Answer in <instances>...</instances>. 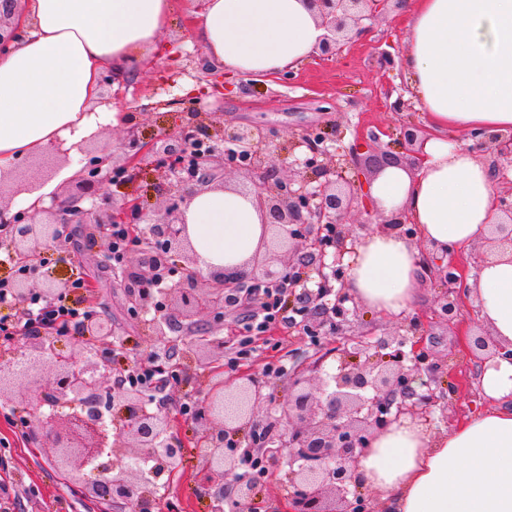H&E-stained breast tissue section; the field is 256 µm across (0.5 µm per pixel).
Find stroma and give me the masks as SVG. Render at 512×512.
I'll return each instance as SVG.
<instances>
[{"label":"stroma","instance_id":"stroma-1","mask_svg":"<svg viewBox=\"0 0 512 512\" xmlns=\"http://www.w3.org/2000/svg\"><path fill=\"white\" fill-rule=\"evenodd\" d=\"M201 0H176L169 27L161 35L158 51L133 67L132 75L119 87H112L111 75H104L102 95L108 97L113 109L121 112L124 121L106 130L102 141L112 143L113 166H121L123 153L119 146L127 134H135L147 142L164 133H174L181 120L200 109L207 120L228 126L258 125L274 130L285 142L298 134L314 130L324 132L336 147L350 148L357 133L378 136L381 144L401 150L399 131L408 123L420 124L424 115L398 64L407 37L402 7L369 21L367 35L344 47L331 58H310L294 71L260 81L238 79L228 82L221 64L210 61L191 33L193 13L199 12ZM404 100L403 109H396V100ZM71 159L47 151L30 156L12 173L10 182L0 188V205L11 208L17 204V188L43 182L49 170L71 166ZM164 167L162 159L146 156L139 175L115 180L108 187V201L121 206L131 192H138L145 211L162 209L165 205L155 184L156 174ZM441 287L433 280H424L420 295L410 310L389 318L368 309L361 302L351 303L348 314L340 318L338 327L320 328L311 335L302 326L278 325L254 336L252 351L241 362L242 368L254 369L268 382L277 399L288 397V378L294 372L309 369L321 362L323 370L334 372L338 365L337 348L345 337L376 343L383 336L409 335L410 325L417 318L431 315L438 307ZM68 303L91 309L112 319L115 346L112 371L125 374L146 367L150 352L149 326L145 317L128 307L121 288L104 292L75 291L66 296ZM462 328L436 325L426 346L446 361L442 383L459 378L474 379L476 367L463 347L464 330L480 326L473 304H465ZM244 311L231 307L224 312V323L230 331L224 336L227 349L237 345L243 332ZM225 353L209 354L213 370L183 363L164 388L153 397L173 415L174 432L183 446V459L178 467L158 466L152 481L159 500L154 512H239L232 494L216 502L200 480L198 456L202 427L198 420L178 413L183 402L195 401L205 394L213 376L234 377ZM487 403L477 388L468 392L446 393L445 407L436 411L432 434L438 435L465 418L483 412ZM42 407L18 402L0 406V481L6 482L8 499L0 506L9 512H99L96 505L85 501L64 480L54 466L48 442H36L21 434L19 421L42 415ZM268 479L257 482V506L261 512H281L288 496L287 467L269 464Z\"/></svg>","mask_w":512,"mask_h":512}]
</instances>
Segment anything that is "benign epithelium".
<instances>
[{
    "label": "benign epithelium",
    "instance_id": "benign-epithelium-1",
    "mask_svg": "<svg viewBox=\"0 0 512 512\" xmlns=\"http://www.w3.org/2000/svg\"><path fill=\"white\" fill-rule=\"evenodd\" d=\"M401 0H308L327 34L319 44L323 56L336 54L354 37L362 35V21L389 11ZM24 0H0V46L19 37L12 24ZM410 157L375 145V140L358 138L350 151L342 154L324 146L322 133H303L286 143L274 142L271 131L261 126L206 125L184 123L172 134L142 142L131 134L125 142L126 165L113 170L119 176L137 169L142 157L152 155L174 160L180 168L162 171L156 187L169 192L203 190L224 185V174L231 167L252 177L238 192L250 196L262 212L264 223L273 233L272 247L256 253L243 267L204 271L182 218L180 205L166 207L150 229L148 246L136 262L122 270L119 286L135 307L154 311L152 336L155 349L149 355L153 366L166 369L171 361L173 336L182 321L210 318L214 329L224 327V309L243 298V291L282 288L294 270L315 274L317 289L306 288L299 297L305 320L324 322L330 315L346 312L353 297L331 280L343 270L345 255L355 249L356 240L346 225L353 203L367 211L375 208L369 192L359 195L345 188L350 169L364 177L359 186L370 184L385 168L419 166L425 141L423 130L406 124L400 133ZM484 141L498 146L499 156L512 160V134H488ZM306 149L304 157L297 152ZM112 159L106 147L83 170L90 196L106 192L110 176L103 165ZM287 160L290 173H278L277 162ZM85 196H70L63 206L29 212L21 210L8 221L0 210V223L11 226V258L26 263L43 250L61 247L93 225L89 236L100 239L96 257L106 261L112 254L109 229L114 224L132 223L142 213V202L133 196L114 209L105 202L85 210ZM502 221L492 226L494 249L512 252V203L501 199ZM45 214L46 219L37 215ZM410 223L403 211L384 216L382 229L399 230ZM426 273L443 288L436 319L447 326L461 317L466 300L464 269L455 257L444 260L423 252ZM182 277L174 282L172 277ZM71 280L53 272L38 279L28 274L12 280L15 305L25 308L33 298L52 303L65 297ZM414 334L382 339L376 349L380 358L363 357L365 348L344 347L336 372L318 379H294L288 401L278 415L262 425L260 410L272 403L264 386L250 372L238 374L232 386L209 388L201 401L203 424L202 460L204 484L215 488L221 501L224 487L236 502L253 503L255 484L238 473L245 458L265 462L283 460L288 464V512H381L375 499L361 493L362 480L356 464L372 448L374 440L405 417L428 424L445 396L438 382L442 361L434 358L423 339L432 335L431 323L413 324ZM76 335L94 338L101 345L92 360L66 354L54 343L41 340L16 350L17 357L30 365L26 378L16 375L12 365H0V403L21 399L37 405L53 403L72 412L59 417H40L41 431L54 437V461L67 481L91 501L109 503L122 512H153L155 497L141 475L121 463L124 458L146 453L150 458L171 464L182 454L181 443L172 435L171 416L146 408V395L134 383L112 379V319L93 315L81 323ZM483 364L496 356L512 357L492 336L478 334L470 350ZM50 374V386L35 395L28 392L31 382ZM106 398L114 429L100 424V399Z\"/></svg>",
    "mask_w": 512,
    "mask_h": 512
}]
</instances>
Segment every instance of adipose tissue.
<instances>
[{
  "label": "adipose tissue",
  "mask_w": 512,
  "mask_h": 512,
  "mask_svg": "<svg viewBox=\"0 0 512 512\" xmlns=\"http://www.w3.org/2000/svg\"><path fill=\"white\" fill-rule=\"evenodd\" d=\"M173 0H27L22 37L0 48V172L118 125L93 111L105 71L115 78L155 52ZM226 74L267 78L308 60L324 34L306 0H204L195 26ZM399 64L431 136L417 172L389 167L369 185L385 212L406 210L439 252L482 241L500 211L486 163L448 143L449 132L512 131V0H414ZM204 268L243 265L263 219L231 188L189 194L182 208ZM421 255L398 233L363 239L349 270L357 299L386 316L419 296ZM479 318L512 346V258L482 263L468 280ZM487 407L441 435L404 420L380 434L358 471L385 512H512V361L482 368Z\"/></svg>",
  "instance_id": "obj_1"
}]
</instances>
